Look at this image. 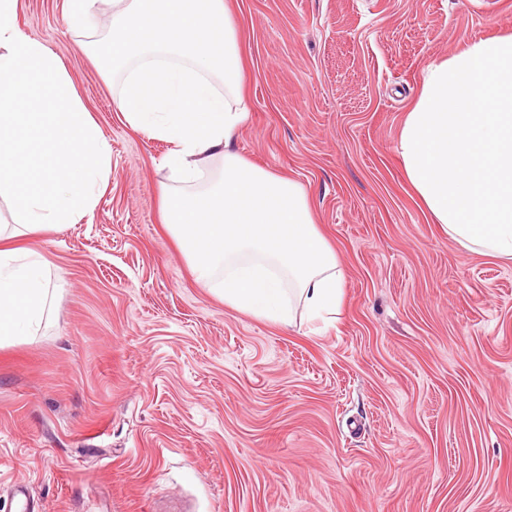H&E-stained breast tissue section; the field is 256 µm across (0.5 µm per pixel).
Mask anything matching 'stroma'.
<instances>
[{"instance_id": "stroma-1", "label": "stroma", "mask_w": 512, "mask_h": 512, "mask_svg": "<svg viewBox=\"0 0 512 512\" xmlns=\"http://www.w3.org/2000/svg\"><path fill=\"white\" fill-rule=\"evenodd\" d=\"M64 0L17 22L66 63L112 152L91 221L19 238L62 288L0 347V512H512V261L413 197L398 135L428 63L512 34V0H234L248 161L299 181L335 248V325L198 283L159 222L166 143L134 131Z\"/></svg>"}]
</instances>
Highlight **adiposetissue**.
<instances>
[{"label":"adipose tissue","instance_id":"obj_1","mask_svg":"<svg viewBox=\"0 0 512 512\" xmlns=\"http://www.w3.org/2000/svg\"><path fill=\"white\" fill-rule=\"evenodd\" d=\"M96 63L118 74L132 128L168 144L160 213L196 280L225 305L288 324L296 309L332 324L343 300L335 250L307 190L235 149L249 113L227 0H113ZM0 0V345L32 340L55 288L15 237L92 216L112 167L103 133L64 60ZM409 187L464 250L512 260V34L427 65L398 137ZM223 161L221 178H205Z\"/></svg>","mask_w":512,"mask_h":512}]
</instances>
